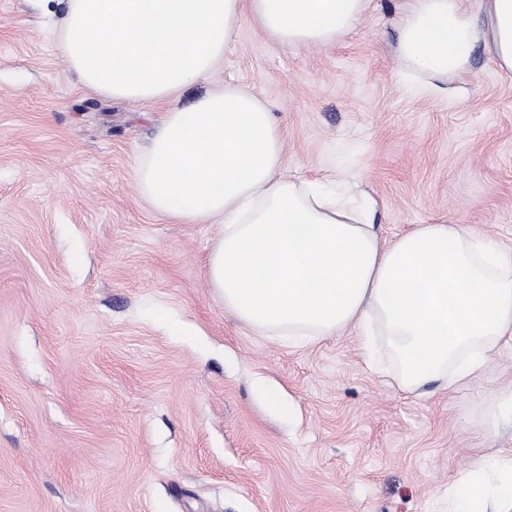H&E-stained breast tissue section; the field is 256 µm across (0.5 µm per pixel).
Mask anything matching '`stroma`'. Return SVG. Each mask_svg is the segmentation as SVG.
Here are the masks:
<instances>
[{
    "label": "stroma",
    "instance_id": "stroma-1",
    "mask_svg": "<svg viewBox=\"0 0 512 512\" xmlns=\"http://www.w3.org/2000/svg\"><path fill=\"white\" fill-rule=\"evenodd\" d=\"M405 0H369L323 48L244 15L178 95L235 86L270 108L282 176L356 183L394 240L440 220L512 251V73L484 44L447 89L412 91ZM67 0H0V512H448L480 457L512 453V339L469 383L418 395L354 333L296 345L208 282L221 227L156 213L135 169L166 110L80 84ZM275 388L284 408L264 402Z\"/></svg>",
    "mask_w": 512,
    "mask_h": 512
}]
</instances>
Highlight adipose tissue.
Instances as JSON below:
<instances>
[{"instance_id": "1", "label": "adipose tissue", "mask_w": 512, "mask_h": 512, "mask_svg": "<svg viewBox=\"0 0 512 512\" xmlns=\"http://www.w3.org/2000/svg\"><path fill=\"white\" fill-rule=\"evenodd\" d=\"M368 0H68L63 51L86 86L169 107L135 179L152 208L224 235L209 284L247 326L295 342L354 331L369 369L384 350L397 386L445 390L484 372L512 338V253L460 224H420L386 243L373 200L279 177L283 133L251 93L177 94L224 57L244 12L284 46L325 47ZM407 0L397 55L431 81L463 72L484 42L512 72V0ZM450 512H512V454L478 458L448 486Z\"/></svg>"}]
</instances>
